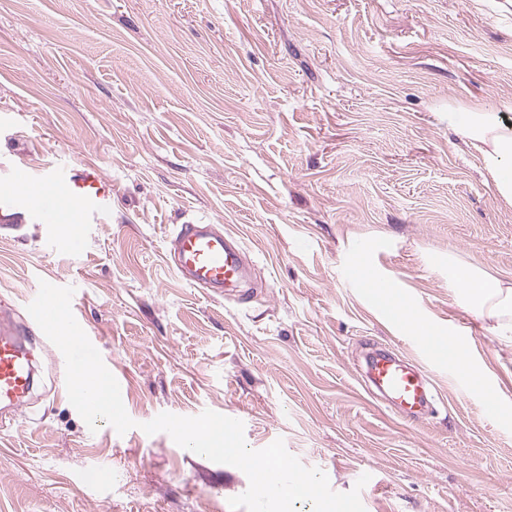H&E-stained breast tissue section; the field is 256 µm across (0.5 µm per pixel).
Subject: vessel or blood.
<instances>
[{
    "instance_id": "obj_1",
    "label": "vessel or blood",
    "mask_w": 512,
    "mask_h": 512,
    "mask_svg": "<svg viewBox=\"0 0 512 512\" xmlns=\"http://www.w3.org/2000/svg\"><path fill=\"white\" fill-rule=\"evenodd\" d=\"M111 209L112 185L95 166L48 164L33 170L16 162L0 168V237L20 239L34 227L50 251L74 252L78 240L61 230L59 220L70 214L76 223L85 224ZM170 254L174 271L191 287L239 299L253 291L240 241L215 225H177ZM411 332L424 356L447 364V336L421 323ZM362 376L367 390L404 419L417 420L436 411L437 391L430 376L393 350L371 348ZM34 383L31 356L19 331L1 323L0 405L17 411Z\"/></svg>"
}]
</instances>
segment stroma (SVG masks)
<instances>
[{"label": "stroma", "instance_id": "stroma-1", "mask_svg": "<svg viewBox=\"0 0 512 512\" xmlns=\"http://www.w3.org/2000/svg\"><path fill=\"white\" fill-rule=\"evenodd\" d=\"M504 100L512 0H0V162L112 182L75 254L0 239V317L24 324L42 279L74 287L136 423L90 431L55 346L36 348V391L0 432V512H231L242 470L142 429L206 410L334 491L368 475L365 512H512V337L448 280L452 256L512 280V205L448 123ZM179 224L236 234L262 288L181 281ZM356 266L461 332L476 369L427 365L435 415L365 390L366 347L421 356ZM104 463L111 485L83 488Z\"/></svg>", "mask_w": 512, "mask_h": 512}]
</instances>
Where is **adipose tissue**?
I'll return each mask as SVG.
<instances>
[{"label":"adipose tissue","instance_id":"obj_1","mask_svg":"<svg viewBox=\"0 0 512 512\" xmlns=\"http://www.w3.org/2000/svg\"><path fill=\"white\" fill-rule=\"evenodd\" d=\"M457 131L479 154L497 194L512 204V126L495 112H452ZM448 274L471 298L474 307L495 320V328L512 335V282L476 269L449 267Z\"/></svg>","mask_w":512,"mask_h":512}]
</instances>
